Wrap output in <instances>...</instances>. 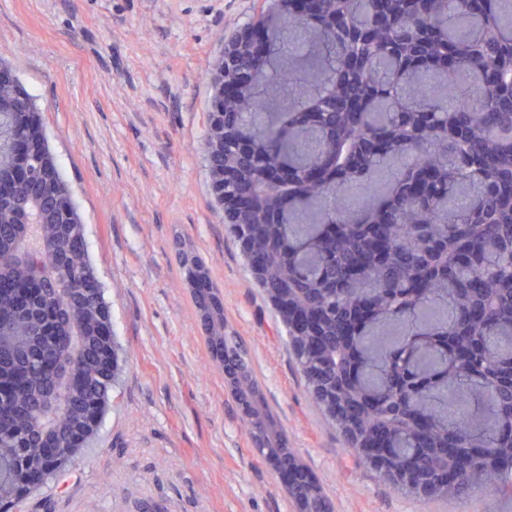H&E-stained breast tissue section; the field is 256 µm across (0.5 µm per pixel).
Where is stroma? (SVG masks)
Segmentation results:
<instances>
[{
  "mask_svg": "<svg viewBox=\"0 0 512 512\" xmlns=\"http://www.w3.org/2000/svg\"><path fill=\"white\" fill-rule=\"evenodd\" d=\"M263 0H0V60L33 95L112 316L104 423L17 512H294L205 343L177 248L202 257L288 446L334 512H512L381 481L317 410L211 192L210 77Z\"/></svg>",
  "mask_w": 512,
  "mask_h": 512,
  "instance_id": "1",
  "label": "stroma"
}]
</instances>
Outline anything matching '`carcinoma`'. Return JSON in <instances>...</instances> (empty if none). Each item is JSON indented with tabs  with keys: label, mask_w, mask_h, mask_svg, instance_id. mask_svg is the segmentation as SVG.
Returning a JSON list of instances; mask_svg holds the SVG:
<instances>
[{
	"label": "carcinoma",
	"mask_w": 512,
	"mask_h": 512,
	"mask_svg": "<svg viewBox=\"0 0 512 512\" xmlns=\"http://www.w3.org/2000/svg\"><path fill=\"white\" fill-rule=\"evenodd\" d=\"M371 47L347 74L353 44ZM253 90L225 103L229 134L253 141L239 190L257 208L229 225L269 254L256 284L285 327L313 401L345 445L402 495L457 501L512 491V0H319L275 27ZM20 84L0 86V124L42 155L14 199L0 202V512L24 494L21 472L48 481L103 423L118 370L97 362L111 331L84 231L43 123ZM44 259L49 287L15 305ZM214 361L254 448L297 473V512H332L224 323L222 291L200 258L180 256ZM443 448L488 449L468 465Z\"/></svg>",
	"instance_id": "obj_1"
}]
</instances>
